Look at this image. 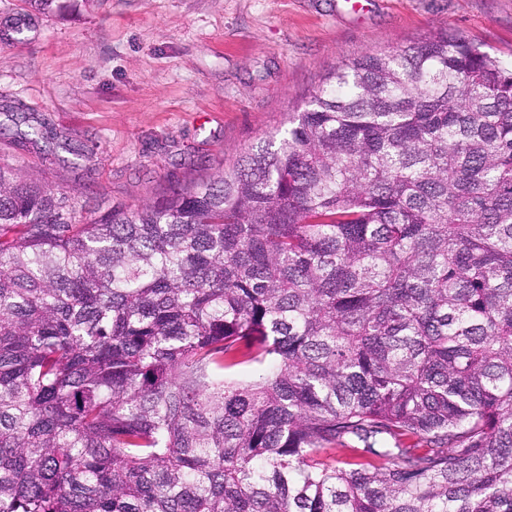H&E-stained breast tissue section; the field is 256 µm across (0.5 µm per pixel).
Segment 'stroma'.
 Wrapping results in <instances>:
<instances>
[{"label":"stroma","mask_w":512,"mask_h":512,"mask_svg":"<svg viewBox=\"0 0 512 512\" xmlns=\"http://www.w3.org/2000/svg\"><path fill=\"white\" fill-rule=\"evenodd\" d=\"M0 42V167L135 207L231 168L325 75L445 31L512 60V0H56ZM47 125L70 149L23 133Z\"/></svg>","instance_id":"obj_1"}]
</instances>
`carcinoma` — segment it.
<instances>
[{
  "instance_id": "obj_1",
  "label": "carcinoma",
  "mask_w": 512,
  "mask_h": 512,
  "mask_svg": "<svg viewBox=\"0 0 512 512\" xmlns=\"http://www.w3.org/2000/svg\"><path fill=\"white\" fill-rule=\"evenodd\" d=\"M0 512H512V61L365 54L134 209L0 169Z\"/></svg>"
}]
</instances>
